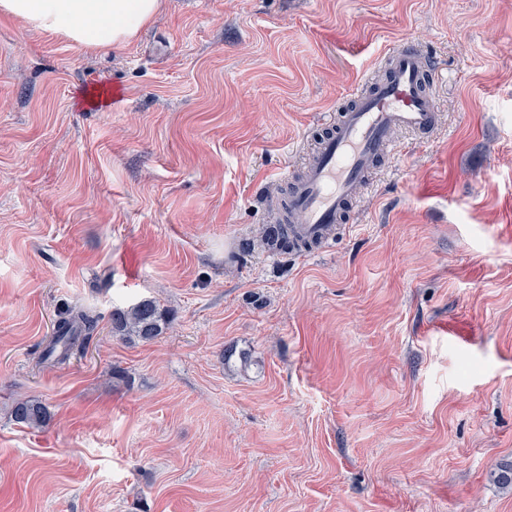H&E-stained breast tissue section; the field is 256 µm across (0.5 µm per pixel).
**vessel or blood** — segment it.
I'll use <instances>...</instances> for the list:
<instances>
[{
  "label": "vessel or blood",
  "mask_w": 512,
  "mask_h": 512,
  "mask_svg": "<svg viewBox=\"0 0 512 512\" xmlns=\"http://www.w3.org/2000/svg\"><path fill=\"white\" fill-rule=\"evenodd\" d=\"M383 62L382 76L365 78L345 112H328L319 120L328 133L318 156L280 200L289 252H304L341 222L346 207L366 188L369 173L392 156L396 131L418 134L438 124L439 102L426 88L428 75L442 73L435 59L407 39Z\"/></svg>",
  "instance_id": "obj_1"
}]
</instances>
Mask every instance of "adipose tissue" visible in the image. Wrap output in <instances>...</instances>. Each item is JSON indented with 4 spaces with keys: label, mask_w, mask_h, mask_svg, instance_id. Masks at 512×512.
Segmentation results:
<instances>
[{
    "label": "adipose tissue",
    "mask_w": 512,
    "mask_h": 512,
    "mask_svg": "<svg viewBox=\"0 0 512 512\" xmlns=\"http://www.w3.org/2000/svg\"><path fill=\"white\" fill-rule=\"evenodd\" d=\"M163 0H0V14L81 49L117 51L136 40Z\"/></svg>",
    "instance_id": "obj_1"
}]
</instances>
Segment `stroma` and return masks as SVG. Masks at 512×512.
<instances>
[{"instance_id": "stroma-1", "label": "stroma", "mask_w": 512, "mask_h": 512, "mask_svg": "<svg viewBox=\"0 0 512 512\" xmlns=\"http://www.w3.org/2000/svg\"><path fill=\"white\" fill-rule=\"evenodd\" d=\"M406 39L438 128L322 253L241 251ZM511 462L512 0H165L107 54L0 16V512H512ZM166 324L164 309L153 299H142L130 307L112 311V333L144 343L160 336ZM98 318L84 310H68L59 319L42 351V360L63 363L97 328ZM11 416L18 424L31 428L43 427L50 420L46 406L38 399L17 402L12 408Z\"/></svg>"}]
</instances>
